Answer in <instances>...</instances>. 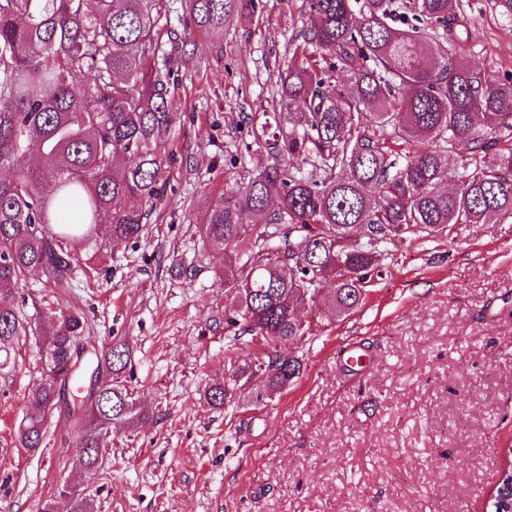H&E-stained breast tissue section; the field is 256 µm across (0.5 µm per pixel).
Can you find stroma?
Listing matches in <instances>:
<instances>
[{
  "label": "stroma",
  "mask_w": 512,
  "mask_h": 512,
  "mask_svg": "<svg viewBox=\"0 0 512 512\" xmlns=\"http://www.w3.org/2000/svg\"><path fill=\"white\" fill-rule=\"evenodd\" d=\"M469 3L458 54L492 79L512 73V18L500 0ZM305 12L302 0H262L222 37L188 33L171 88L176 131L160 147L166 197L139 239L77 242L83 262L64 297L92 343H130L122 381L139 417L93 473L77 467L61 417L30 453L16 434L41 340L0 348V512H40L51 496L67 512L66 486L94 512H484L512 445L511 220L391 245L349 315L301 309L310 332L288 348L303 368L287 388L258 404L203 400L230 357L265 347L245 337L227 351L224 261L198 251L197 228L225 178L268 165L248 117L280 111L276 80ZM350 345L368 350V371L340 367Z\"/></svg>",
  "instance_id": "obj_1"
}]
</instances>
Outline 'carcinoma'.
Here are the masks:
<instances>
[{"instance_id":"carcinoma-1","label":"carcinoma","mask_w":512,"mask_h":512,"mask_svg":"<svg viewBox=\"0 0 512 512\" xmlns=\"http://www.w3.org/2000/svg\"><path fill=\"white\" fill-rule=\"evenodd\" d=\"M260 0H0V169L29 150L38 162L0 178V299L39 278L70 287L71 244L93 229L106 243L145 231L167 185L158 144L174 134L170 96L177 25L223 34ZM308 22L279 75L289 127L261 124L272 163L224 194L198 227L200 248L224 254V329L265 356L230 361L209 387L215 408L239 402L257 373L267 389L299 377L284 347L304 339L298 309L323 298L334 320L362 301L384 247L442 239L456 224L512 218V80L455 57L468 28L463 0H306ZM296 157L313 180L283 165ZM81 311L35 319L0 302V344L43 336L42 372L25 402L19 442L36 452L54 407L70 399L78 461L100 467L107 438L138 417L120 380L124 340L100 349ZM106 372L87 405L88 375Z\"/></svg>"}]
</instances>
